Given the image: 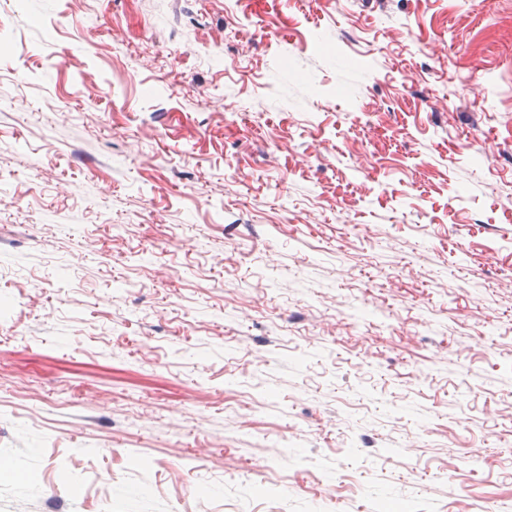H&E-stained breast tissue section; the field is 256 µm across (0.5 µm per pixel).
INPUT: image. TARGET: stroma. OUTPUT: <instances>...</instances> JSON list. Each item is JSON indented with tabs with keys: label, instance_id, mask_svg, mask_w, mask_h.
<instances>
[{
	"label": "stroma",
	"instance_id": "35a3bbf8",
	"mask_svg": "<svg viewBox=\"0 0 512 512\" xmlns=\"http://www.w3.org/2000/svg\"><path fill=\"white\" fill-rule=\"evenodd\" d=\"M510 429L512 0H0V512H512Z\"/></svg>",
	"mask_w": 512,
	"mask_h": 512
}]
</instances>
